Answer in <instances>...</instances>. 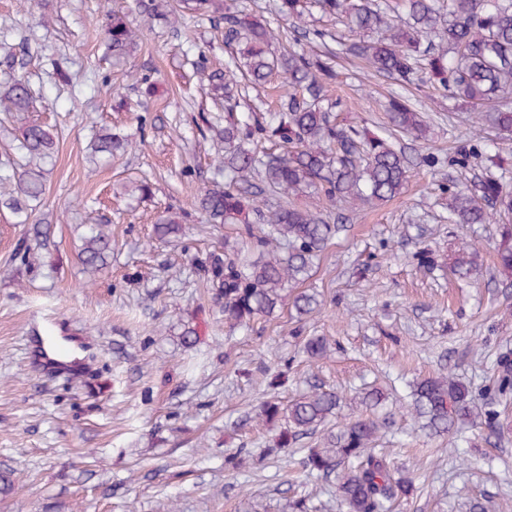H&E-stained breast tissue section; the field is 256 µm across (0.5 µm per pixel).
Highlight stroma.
I'll use <instances>...</instances> for the list:
<instances>
[{
    "label": "stroma",
    "instance_id": "1",
    "mask_svg": "<svg viewBox=\"0 0 512 512\" xmlns=\"http://www.w3.org/2000/svg\"><path fill=\"white\" fill-rule=\"evenodd\" d=\"M192 44L213 67L229 58L203 15L177 35L155 21L118 58L98 0H0V76L25 75L37 96L32 119L59 135L34 213L49 224L50 244L34 265L13 262L30 227L0 208V470L15 472L0 512H289L299 498L312 512H339L334 483L300 479L301 455H262L281 428L258 419L260 403L288 401L313 380L350 396L382 394L377 409L355 403L349 411L393 416L378 445L392 449L419 490L392 512H470L475 502L484 512H512V413L498 438L484 426L462 439L428 438L400 400L408 383L443 366L483 387L492 369L480 352L512 350V286L502 284L492 253L500 227L449 223L437 183L457 169L435 171L420 160L453 155L473 110L416 91L430 130L421 141L398 139L411 160L400 195L353 211L322 196L302 199L343 218L304 283L321 295L322 313L301 324L285 306L232 329L191 264L194 255L241 245L236 225H207L194 209L224 145L203 122L214 107L186 58ZM57 64L103 81L72 97L55 83ZM136 72L151 74L154 88L134 86ZM334 86L349 111L381 133L397 82L340 55ZM140 115L148 125L135 150L90 162L92 127L132 133ZM482 136L489 154L508 161L492 169L475 160L469 182L490 173L512 186V139L491 126ZM143 178L148 197L122 195L123 185ZM165 211L186 216L185 237L156 240ZM81 224H105L112 234V262L92 278L77 259ZM464 233L482 255L480 275L466 285L448 273ZM424 246L437 262L430 271L412 259ZM187 325L196 330L189 346L181 343ZM301 334L326 337L328 357L307 361ZM279 372L287 383L269 388ZM229 455L238 456V470H225Z\"/></svg>",
    "mask_w": 512,
    "mask_h": 512
}]
</instances>
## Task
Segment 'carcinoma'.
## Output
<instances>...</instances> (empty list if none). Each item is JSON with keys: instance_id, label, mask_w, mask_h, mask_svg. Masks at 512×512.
I'll return each instance as SVG.
<instances>
[{"instance_id": "carcinoma-1", "label": "carcinoma", "mask_w": 512, "mask_h": 512, "mask_svg": "<svg viewBox=\"0 0 512 512\" xmlns=\"http://www.w3.org/2000/svg\"><path fill=\"white\" fill-rule=\"evenodd\" d=\"M139 12L168 20H183L192 13L209 17L224 36L232 60L224 69H210L209 59L198 52L195 67L203 75L206 94L224 103V153L218 167L227 173L197 198V208L209 224L239 225L245 246L230 252H209L192 263L207 274L214 300L231 327L269 317L284 302L291 304L302 322L320 313V295L293 292L326 249L340 226L329 215L293 201L309 189L329 202L351 206L386 202L399 195L409 179L405 157L386 138L369 133L356 122L340 121L344 103L332 94L335 72L331 53L311 54L298 46L325 42L328 33L304 25L312 7L342 23L358 35L347 51L363 59L375 73L405 85L430 86L464 105L490 104L493 110L477 113L471 145L457 149L451 163L467 170L478 159V142L484 122L512 135V0H280L284 25L274 30L262 20L249 18L238 0H180L179 8L166 14L155 0H137ZM105 34L115 56L136 45V27L128 14L99 5ZM288 41L293 49L277 54L274 43ZM243 72L253 87H262L275 75L288 81L289 91L278 111L268 115L240 112L245 88L235 79ZM33 93L28 82L16 78L0 89V113L17 122L18 149L25 163L0 155V181L15 180V187L0 205L16 214H28L31 203L44 192V166L58 147L57 135L47 125L30 118ZM388 124L413 140L426 138L421 108L405 98L390 101ZM136 141L108 127L94 131L89 142L92 158L112 160L133 149ZM448 201V222L488 224L512 218V187L489 175L471 189L455 179L438 184ZM182 221L170 215L156 222L158 241L167 243L183 234ZM78 259L87 273L107 265L112 237L105 224H86L80 234ZM46 232L34 224L33 237L25 238L13 260L31 265L37 250L46 245ZM495 269L512 282V224L503 225L495 245ZM476 244L461 239L448 264L459 282L471 281L481 270ZM303 351L311 359L329 352L323 336H307ZM492 401L479 412L477 396L447 374L425 378L413 387L408 414L428 436L457 433L479 416L488 430L503 429L493 402H512V356L500 353L493 363ZM344 396L322 385L284 405L265 401L258 416L282 421L279 454L298 444L320 427L338 421L337 429L322 434L320 442L303 449V467L310 475L336 480V496L345 512H389L390 504L415 491L414 480L400 474L390 454L376 447L379 425L369 418L351 419L342 414Z\"/></svg>"}]
</instances>
